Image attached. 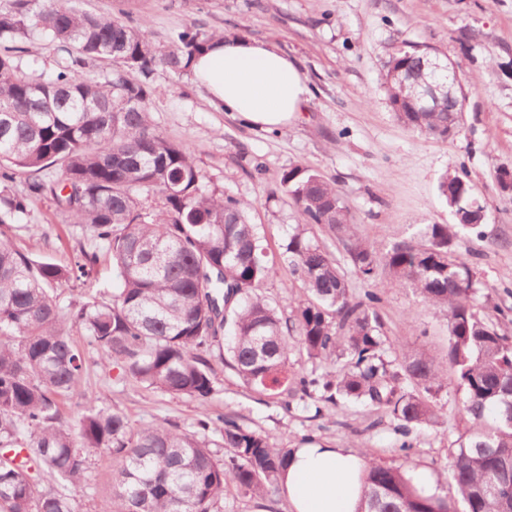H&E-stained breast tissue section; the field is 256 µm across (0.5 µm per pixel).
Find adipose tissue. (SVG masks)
Listing matches in <instances>:
<instances>
[{
    "label": "adipose tissue",
    "mask_w": 512,
    "mask_h": 512,
    "mask_svg": "<svg viewBox=\"0 0 512 512\" xmlns=\"http://www.w3.org/2000/svg\"><path fill=\"white\" fill-rule=\"evenodd\" d=\"M192 74L212 107L254 128L291 124L311 89L295 62L274 45L245 36L219 37L192 62ZM367 458L342 446L294 449L279 477L289 512H357Z\"/></svg>",
    "instance_id": "1"
}]
</instances>
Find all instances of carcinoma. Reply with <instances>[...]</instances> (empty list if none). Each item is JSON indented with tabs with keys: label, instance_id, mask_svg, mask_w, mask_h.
Here are the masks:
<instances>
[{
	"label": "carcinoma",
	"instance_id": "carcinoma-1",
	"mask_svg": "<svg viewBox=\"0 0 512 512\" xmlns=\"http://www.w3.org/2000/svg\"><path fill=\"white\" fill-rule=\"evenodd\" d=\"M38 34L58 46L51 69H23L0 54V224L22 220L44 199L93 240L107 244L112 290H97L63 310L51 294L84 284L99 261L80 246L68 266L35 259L0 242V512H80L77 490L92 453H112L115 491L97 512H223L236 491L273 497L289 448L240 423L205 413L198 430L166 418L134 424L122 411L84 401L77 419L61 403L74 393L85 356L78 330L103 367L205 408L216 393L209 356L232 336L227 365L248 388L315 402L360 404L393 424L399 463L371 462L358 512H512V337L472 303L477 276L456 255L459 232H475L482 207L469 204L465 172L444 175L439 190L456 223L426 224L421 242L379 248L356 232L335 183L307 167L283 172L279 190L304 216L282 258L302 283L294 318L281 316L261 291L277 272L251 203L209 188L186 141L164 137L149 100L154 68L183 73L215 37L197 28L160 54L147 21L82 9L75 0H9L0 7V43ZM429 47L405 44L389 59L383 89L395 118L448 140L463 125L466 94L425 104L412 80ZM91 62L112 64L103 77ZM26 177L22 191L9 182ZM320 226L336 252L309 236ZM386 273L426 305L448 312L445 360L410 350L386 335L380 296L354 292ZM332 372L288 375L292 351ZM463 394L469 425L448 448L451 495L431 493L412 477L415 432L439 422L437 395ZM224 448L219 459L211 447Z\"/></svg>",
	"mask_w": 512,
	"mask_h": 512
}]
</instances>
